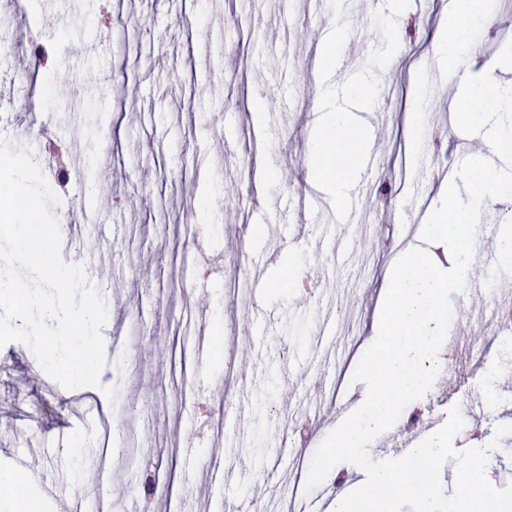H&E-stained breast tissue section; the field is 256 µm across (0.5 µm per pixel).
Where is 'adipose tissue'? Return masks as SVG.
<instances>
[{
    "label": "adipose tissue",
    "mask_w": 512,
    "mask_h": 512,
    "mask_svg": "<svg viewBox=\"0 0 512 512\" xmlns=\"http://www.w3.org/2000/svg\"><path fill=\"white\" fill-rule=\"evenodd\" d=\"M493 19L488 0H454L437 45L442 60L449 68H456L464 58L478 55L480 45L474 32L490 25ZM323 105L330 108L332 114L314 130L316 158L309 173L321 179L330 196L340 201L350 195L360 171L363 139L359 127L348 114L336 108L333 95H326Z\"/></svg>",
    "instance_id": "obj_1"
}]
</instances>
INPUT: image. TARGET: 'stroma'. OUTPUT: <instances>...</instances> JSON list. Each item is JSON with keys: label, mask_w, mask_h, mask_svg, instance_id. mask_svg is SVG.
Instances as JSON below:
<instances>
[{"label": "stroma", "mask_w": 512, "mask_h": 512, "mask_svg": "<svg viewBox=\"0 0 512 512\" xmlns=\"http://www.w3.org/2000/svg\"><path fill=\"white\" fill-rule=\"evenodd\" d=\"M491 0L494 23L477 30L469 74L494 69L512 84L502 57L512 30ZM25 24L65 59L82 87L78 98L58 94L57 60L34 62L0 22V135L31 147L47 179L71 166L74 143L91 163L71 176L54 212L66 229L62 256L78 232L99 242L84 260L92 282L109 295L102 329L106 365L100 384L67 389L49 377L32 352L13 342L0 348V474L29 453L36 484L48 490L51 512L77 504L98 512H259L283 499L307 476L311 457L367 396L353 381L356 365L377 336L387 276L398 251L388 241L403 225L424 224L412 210V182L402 168L428 166L439 176L424 192L440 198L442 170H456L467 140L455 126L457 81L438 54L436 38L448 0H20ZM340 28L338 105L379 142V163L360 171L342 202L311 190L310 132L324 114L314 73L321 36ZM369 89L350 97L355 85ZM264 117L254 122L255 99ZM421 139L412 142L410 130ZM493 158L484 136L469 138ZM270 162V180L256 177V160ZM475 243L476 258L497 250L512 203L488 200ZM261 233L250 237V226ZM305 232L289 258L314 284L311 294L282 288L287 269L267 261L276 238ZM256 262L228 253L236 234ZM204 239L222 274L195 255ZM237 280L241 302L227 300ZM450 331L486 354L479 368L441 378L419 403L439 428L464 400L489 403L512 387V296L452 294ZM208 336L206 360L197 339ZM250 337L233 365L224 362L232 337ZM117 390L108 400L104 390ZM232 407H225V394ZM97 399L113 430L135 425L139 464L119 449L102 456L82 423L83 398ZM304 425L294 453L281 452L285 421ZM222 432L210 438L211 424ZM500 424H512V403L467 423L470 441L487 445ZM162 466L167 483L147 475Z\"/></svg>", "instance_id": "1"}]
</instances>
